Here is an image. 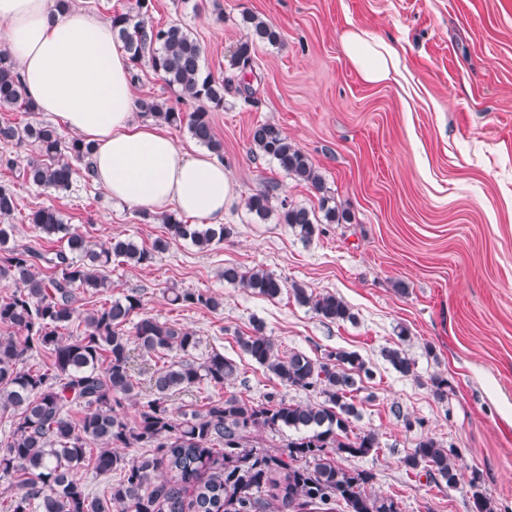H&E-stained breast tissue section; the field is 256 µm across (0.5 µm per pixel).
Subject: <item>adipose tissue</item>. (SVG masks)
Segmentation results:
<instances>
[{
	"instance_id": "ef3b65f1",
	"label": "adipose tissue",
	"mask_w": 512,
	"mask_h": 512,
	"mask_svg": "<svg viewBox=\"0 0 512 512\" xmlns=\"http://www.w3.org/2000/svg\"><path fill=\"white\" fill-rule=\"evenodd\" d=\"M0 31L38 111L93 143L94 181L113 201L223 223L231 196L223 162L179 147L156 122L136 120L131 62L110 23L82 10L57 11L54 0H0ZM342 42L365 82L398 74L389 43L359 28Z\"/></svg>"
}]
</instances>
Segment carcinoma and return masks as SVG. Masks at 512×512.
<instances>
[{
    "label": "carcinoma",
    "instance_id": "carcinoma-1",
    "mask_svg": "<svg viewBox=\"0 0 512 512\" xmlns=\"http://www.w3.org/2000/svg\"><path fill=\"white\" fill-rule=\"evenodd\" d=\"M151 0H135L126 12L110 17L112 30L133 67L147 62L167 85L195 104L185 114L159 98L137 101L140 112L171 126H187L197 143L224 157L211 112L224 106V92L233 90L248 102V83L216 78L203 65L199 42L179 24L154 26L145 20ZM249 32L233 53L240 70L252 64L260 43L275 44L278 30L251 14L244 16ZM33 113L17 65L9 50L0 48V110ZM254 150L277 162L286 176L320 194L319 210L280 201L274 207V186L250 195L247 210L260 221L278 211V222L309 241L321 225L336 224L344 215L329 205L323 175L311 158L276 125L262 122L251 130ZM0 146H31L33 155L19 171L31 185L66 191L83 167L92 180L88 158L92 146L78 136L66 138L55 127L38 121H0ZM17 208L16 197L0 186V281L8 291L0 296V415L10 418V432L0 443V481L11 494L6 512H400L393 495L370 493L373 475L342 466L339 460L361 458L380 448L378 434L356 433L360 418L356 393L372 371L355 351L336 348L317 357L302 351L278 354L275 342L253 325L236 337L241 353L263 367L285 388L318 397L309 403L288 402L270 394L254 402L234 394L209 401L189 413H175L172 397L206 383L222 387L238 375L237 363L219 350L198 362L192 354L200 337L178 324L141 314L136 292L82 308L81 295L111 287L112 263H151L169 240H190L201 249L234 235L230 224H188L176 214L156 217L168 237L143 248L115 236L93 243L64 222L53 207L30 211L27 223L62 246L40 252L32 247H6L14 225L5 224ZM224 280L268 299L284 288L299 304L331 322L354 320L344 299L334 293H314L263 269L242 271L224 267ZM169 301L186 308L216 311L221 296L207 290L171 289ZM45 351L50 363L26 366L27 355ZM178 358L166 359L171 353ZM384 360L403 376L415 374V361L395 345ZM433 396L448 400V379L430 378ZM145 391L134 419L124 418L126 401ZM258 429L295 433L282 448H267L253 436ZM119 448H143L128 460ZM457 449L433 436L420 435L404 458L406 468L424 472L435 483L450 487L462 476ZM93 463L101 473L115 472L106 496L90 495L80 476ZM482 478L473 471L474 512H492L479 491Z\"/></svg>",
    "mask_w": 512,
    "mask_h": 512
}]
</instances>
